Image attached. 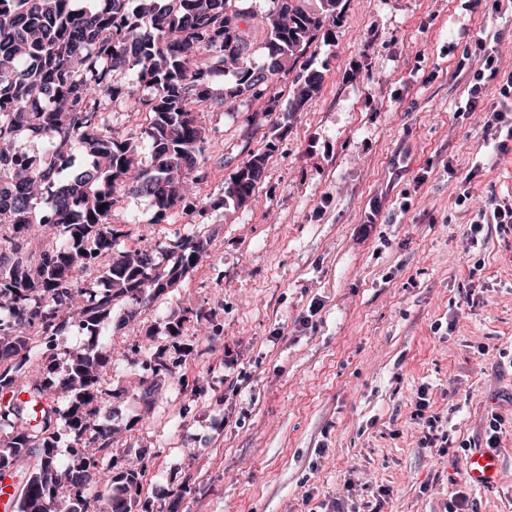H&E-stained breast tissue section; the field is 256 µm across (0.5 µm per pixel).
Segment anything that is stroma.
I'll list each match as a JSON object with an SVG mask.
<instances>
[{
  "label": "stroma",
  "instance_id": "stroma-1",
  "mask_svg": "<svg viewBox=\"0 0 512 512\" xmlns=\"http://www.w3.org/2000/svg\"><path fill=\"white\" fill-rule=\"evenodd\" d=\"M339 8L332 37L302 60L322 90L277 113L274 151L246 107L202 108L194 210L157 224L147 197L114 208L113 223L137 219L130 247L211 236L152 308L117 303L101 326L115 445L148 458L151 512L178 486L182 512H445L457 493L467 512H512V224L466 236L479 213L512 204V140L489 124L512 73V0ZM487 51L500 74L460 111ZM264 151L249 201L220 203ZM157 355L175 373L148 411L138 381ZM494 414L499 476L479 487L464 462ZM430 416L447 448L424 443Z\"/></svg>",
  "mask_w": 512,
  "mask_h": 512
}]
</instances>
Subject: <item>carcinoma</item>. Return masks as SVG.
<instances>
[{
    "label": "carcinoma",
    "mask_w": 512,
    "mask_h": 512,
    "mask_svg": "<svg viewBox=\"0 0 512 512\" xmlns=\"http://www.w3.org/2000/svg\"><path fill=\"white\" fill-rule=\"evenodd\" d=\"M245 2L0 0V389L20 383L29 396L0 407V472L22 473L17 512H135L146 464L112 448V340L100 323L119 301L132 314L150 306L204 258L210 236L178 237L161 275L149 251L117 250L129 232L113 208L123 193L150 198L159 222L193 208L206 162L200 108L243 103L273 133L283 111L274 81L295 73L290 112L318 95L322 74L296 67L339 20L340 0H266L262 14ZM258 27L261 66L249 42ZM126 108L147 117L135 140L103 131ZM34 139L43 152L23 150ZM265 162L251 155L225 197L246 203ZM72 328L89 341L60 363L57 341ZM59 364L65 408L33 374ZM146 371L148 411L172 367L158 355ZM63 425L82 450L72 464L56 451Z\"/></svg>",
    "instance_id": "1"
}]
</instances>
